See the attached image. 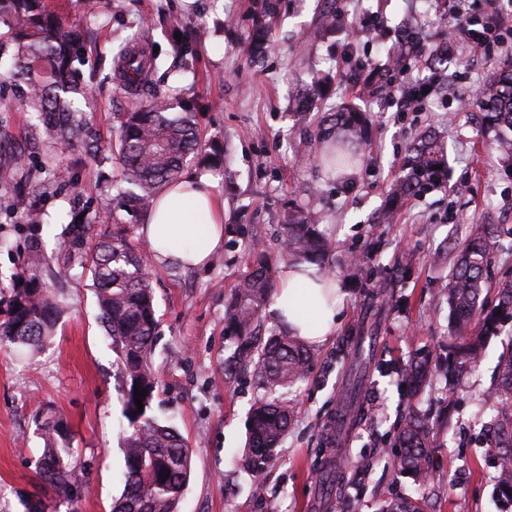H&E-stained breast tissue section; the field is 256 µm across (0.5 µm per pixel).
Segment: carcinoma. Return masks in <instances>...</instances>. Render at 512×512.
I'll list each match as a JSON object with an SVG mask.
<instances>
[{"mask_svg": "<svg viewBox=\"0 0 512 512\" xmlns=\"http://www.w3.org/2000/svg\"><path fill=\"white\" fill-rule=\"evenodd\" d=\"M0 24L8 27L0 36V65L8 66L7 79L26 111L37 124L33 136L49 147L95 149L88 112L78 105L88 94L89 84L75 76L77 51L88 36V29L69 21L49 8L47 0H0ZM176 54L193 56L192 33L181 21L170 23ZM116 90L137 95L147 80L150 63L124 42L116 52ZM478 104L486 115L487 128L494 133L492 144L499 158L512 166V62L490 76L478 92ZM336 144L358 141L367 118L347 107L332 118ZM123 167V181L129 188L103 191L96 202L103 208L126 207L148 216L157 194L179 179L188 158L206 152L200 142L195 111H171L165 94L156 91L140 100L137 109L126 113L120 123L116 143ZM437 143L420 137L409 154L405 174L396 183L393 195L416 194L439 183L442 170ZM69 170L51 156L34 162L17 147L0 146V182H25L27 193L14 200L26 211L28 222L43 223L41 196L48 185L61 184ZM315 211L298 208L284 215L283 257L293 263L323 260L333 249L332 241L318 229ZM73 236L69 248L81 249L91 231L88 212L71 213ZM500 225L477 224L454 247L448 280V309L452 331L448 336V380L464 378L483 354L484 335L502 319H512V281L498 285L497 304L485 308L480 299L493 258L500 250ZM250 270L236 288L224 313L225 323L237 338V346L226 360L228 372L239 367L253 368L262 398L247 421V448L242 469L251 477L264 474L274 452L287 434L292 420L289 404L276 397L280 389L305 377L311 353L304 341L280 327L270 336H260L262 311L270 304L273 282L271 260L262 244H249ZM88 271L101 310L102 323L112 339L121 373V400L124 436V490L113 512H178L179 503L192 471V450L184 437L167 420L153 413L152 402L158 382L151 368L153 342L157 335L150 278L144 272L141 256L124 239L98 240L90 253ZM55 276L39 246L31 241L27 263L13 282L7 318L0 321V344H18L40 350L66 309L64 300L49 288L47 279ZM357 370L349 380L346 412L357 410L372 351L358 342L354 353ZM433 373L421 362L410 363L402 375L411 394L432 383ZM146 391L143 411H138L134 391ZM494 416L485 433L489 456L497 461L495 487L503 508L512 506V337L508 339L497 365V379L490 395ZM62 423L48 418L43 423L48 448L44 449L37 475L60 499L73 501L80 486L73 480L72 448L65 440ZM435 447L432 428L425 416L410 408L396 437L399 453L391 458L392 467L425 486L432 479L431 448ZM170 471L162 480L163 471ZM381 512H425L419 499L398 497L386 503Z\"/></svg>", "mask_w": 512, "mask_h": 512, "instance_id": "cac0c4a2", "label": "carcinoma"}]
</instances>
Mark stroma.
Wrapping results in <instances>:
<instances>
[{"instance_id":"1","label":"stroma","mask_w":512,"mask_h":512,"mask_svg":"<svg viewBox=\"0 0 512 512\" xmlns=\"http://www.w3.org/2000/svg\"><path fill=\"white\" fill-rule=\"evenodd\" d=\"M328 14L336 20L331 33L322 30ZM70 17L93 33L81 55L97 74L89 116L99 155L60 152L71 181L44 194L46 222L39 226L11 210L15 190L0 183V319L32 239L48 256H67L73 264L55 283L67 310L46 345L36 352L0 348V512H111L123 490L116 356L84 259L67 253L70 214L83 204L95 232L129 231L151 273L159 321L154 408L172 417L193 452L179 512H379L395 497L425 498L429 512H497L496 470L476 436L490 411L493 370L512 320L502 336L487 339L481 364L461 384L450 391L437 384L424 398L436 433L431 483L417 487L389 458L405 410L399 371L413 359L435 370L445 361V285L453 248L471 225L503 226L489 281L512 280V168L499 161L474 102L484 81L512 61V0L498 2L502 42L481 53L447 41L454 19L445 0H112L105 9L74 0ZM172 18L194 35L197 77L179 75L165 36ZM259 23L267 49L257 56L249 44ZM140 29L138 48L157 57L151 87L166 92L174 109L197 105L202 143L224 149L223 166L189 165L211 173L224 200V246L199 270L156 262L138 217L91 204L98 184L123 177L114 144L135 99L112 91L110 78L119 43ZM408 36L418 37L430 55L393 71L394 98L371 95L364 87L370 71ZM314 72L329 75L331 83L307 124L298 126L289 112ZM416 85L429 89L421 111H401L400 97ZM346 103L366 113L367 132L350 174L330 177L318 163L323 141L317 129ZM32 123L20 105L0 112V134L28 151L38 147ZM425 131L444 151L442 182L390 203L410 146ZM295 206L318 211L333 241L326 270L344 292L343 311L335 335L313 347L306 377L288 389L291 427L266 472L254 479L235 457L263 391L252 371L224 373L233 347L224 307L248 270L250 239H261L274 268H281L283 215ZM358 336L375 339L364 412L348 417L341 437L331 441L324 426L343 410ZM51 416L63 420L76 459L81 489L69 505L36 473L45 447L39 426ZM355 457L366 464L355 486L325 489L323 467Z\"/></svg>"}]
</instances>
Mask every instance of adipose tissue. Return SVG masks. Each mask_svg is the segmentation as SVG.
<instances>
[{
  "label": "adipose tissue",
  "instance_id": "obj_1",
  "mask_svg": "<svg viewBox=\"0 0 512 512\" xmlns=\"http://www.w3.org/2000/svg\"><path fill=\"white\" fill-rule=\"evenodd\" d=\"M156 261L178 260L187 268L206 266L224 244V204L215 179L188 173L159 194L141 228ZM324 273L312 266H282L269 313L309 344L320 346L334 335L343 296L325 288Z\"/></svg>",
  "mask_w": 512,
  "mask_h": 512
}]
</instances>
